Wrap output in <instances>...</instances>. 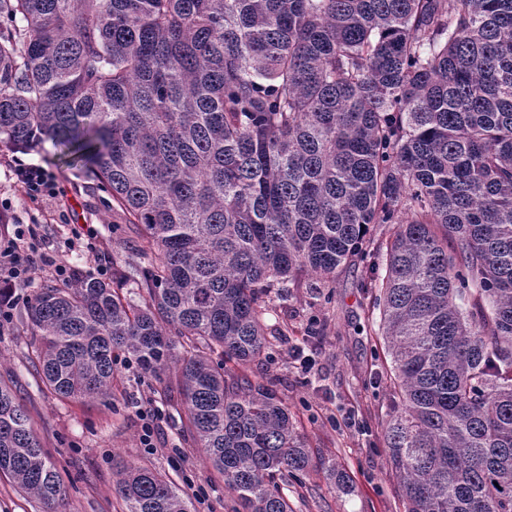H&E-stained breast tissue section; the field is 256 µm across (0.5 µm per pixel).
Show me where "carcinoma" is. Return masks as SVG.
Returning <instances> with one entry per match:
<instances>
[{"label": "carcinoma", "mask_w": 512, "mask_h": 512, "mask_svg": "<svg viewBox=\"0 0 512 512\" xmlns=\"http://www.w3.org/2000/svg\"><path fill=\"white\" fill-rule=\"evenodd\" d=\"M64 147L138 228L125 292L85 275L26 302L31 363L65 399L119 358L175 369L231 512H293L306 448L265 352L288 282L365 248L390 358L383 428L404 512H512V0H0V146ZM372 224H392L378 245ZM126 512H191L113 464ZM56 512L58 475L0 384V475Z\"/></svg>", "instance_id": "cac0c4a2"}]
</instances>
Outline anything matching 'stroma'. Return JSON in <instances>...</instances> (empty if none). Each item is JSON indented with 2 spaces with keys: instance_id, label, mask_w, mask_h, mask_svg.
I'll return each mask as SVG.
<instances>
[{
  "instance_id": "1",
  "label": "stroma",
  "mask_w": 512,
  "mask_h": 512,
  "mask_svg": "<svg viewBox=\"0 0 512 512\" xmlns=\"http://www.w3.org/2000/svg\"><path fill=\"white\" fill-rule=\"evenodd\" d=\"M52 141L16 152L0 147V234L15 236L35 224V254L88 274L95 255L74 243L76 232L93 228L100 253L116 263L135 254L138 230L123 223L108 196L83 170L59 158ZM44 167L61 188L60 198L31 202L11 175L14 159ZM375 272L361 261L348 263L330 281L289 284L288 299L267 314L270 348L248 365L254 381L275 380L277 391L314 453L336 460L352 476L355 491L344 496L323 476L291 487L295 512H403L388 477L382 425L390 388V363L379 331L369 283ZM16 304L0 328V381L8 384L31 417L32 426L66 490L57 512H124L114 491L113 458L148 464L170 477L185 496L211 488L207 506L191 512H231L224 481L207 467L186 426L171 376L156 378L134 364L118 362L108 400H63L42 383L29 355L37 340ZM150 403L159 419L154 452L140 446L144 421L137 411Z\"/></svg>"
}]
</instances>
